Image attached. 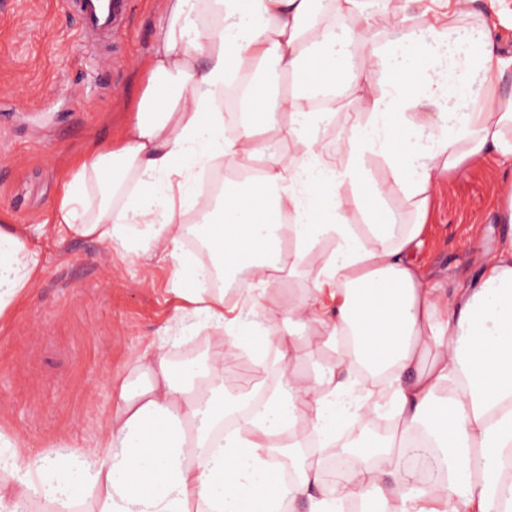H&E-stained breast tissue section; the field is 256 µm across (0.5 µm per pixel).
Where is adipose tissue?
<instances>
[{
	"instance_id": "obj_1",
	"label": "adipose tissue",
	"mask_w": 512,
	"mask_h": 512,
	"mask_svg": "<svg viewBox=\"0 0 512 512\" xmlns=\"http://www.w3.org/2000/svg\"><path fill=\"white\" fill-rule=\"evenodd\" d=\"M385 23L398 42H377ZM271 54L291 86L271 101L244 93V119L228 123L220 101ZM147 68L118 138L73 163L55 224L120 247L129 219L150 225L142 259L170 257L187 316L226 339L179 382L163 355L143 352L146 383L121 393L94 447L23 464L19 435L0 431V512H289L300 498L308 512H345L372 497L378 512H512V232L470 288L431 286L413 260L438 187L490 153L512 160V96L499 92L512 72V0H162ZM339 85L356 110L337 100ZM340 112L324 150L313 133ZM204 167L223 172L224 191L199 223L210 263L189 265ZM110 168L119 176L107 183ZM394 197L409 223L391 222ZM29 242L23 225H0V319L39 275ZM313 254L316 268L302 271ZM210 265L223 287H206ZM301 274L304 294L283 298ZM281 321L303 328L302 343L277 335ZM270 349L280 385L225 389V364ZM323 349L336 359L308 367ZM378 418L396 437L423 429L444 476L419 484L396 437L370 431ZM347 446L360 465L327 476L320 457Z\"/></svg>"
}]
</instances>
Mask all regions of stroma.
Wrapping results in <instances>:
<instances>
[{
	"label": "stroma",
	"instance_id": "stroma-1",
	"mask_svg": "<svg viewBox=\"0 0 512 512\" xmlns=\"http://www.w3.org/2000/svg\"><path fill=\"white\" fill-rule=\"evenodd\" d=\"M160 19L161 0H135L121 34L91 47L59 0H0V224L43 227L41 274L0 320V430L20 432L27 456L95 445L120 388L145 383L144 350L174 371L185 362L189 347L164 334L183 305L171 260L53 226L73 160L116 138L146 89ZM510 176L491 154L440 188L416 255L431 282H479L505 231L494 190Z\"/></svg>",
	"mask_w": 512,
	"mask_h": 512
}]
</instances>
